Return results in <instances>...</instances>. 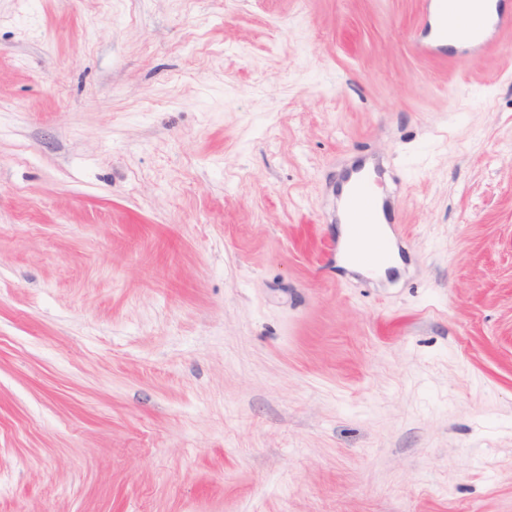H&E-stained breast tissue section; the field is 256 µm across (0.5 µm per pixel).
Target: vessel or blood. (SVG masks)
I'll return each instance as SVG.
<instances>
[{"label":"vessel or blood","instance_id":"1","mask_svg":"<svg viewBox=\"0 0 512 512\" xmlns=\"http://www.w3.org/2000/svg\"><path fill=\"white\" fill-rule=\"evenodd\" d=\"M492 0H429V18L422 35L412 40L413 50L421 56L448 52L449 44L460 46V56L481 49L490 32L512 26V14L492 10ZM390 164L375 155L363 157L344 172L336 206L340 224H362L371 233L352 241L351 257L369 269L386 261L393 241L400 235L392 214L396 202L386 189Z\"/></svg>","mask_w":512,"mask_h":512}]
</instances>
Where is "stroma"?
Returning <instances> with one entry per match:
<instances>
[{
	"instance_id": "35a3bbf8",
	"label": "stroma",
	"mask_w": 512,
	"mask_h": 512,
	"mask_svg": "<svg viewBox=\"0 0 512 512\" xmlns=\"http://www.w3.org/2000/svg\"><path fill=\"white\" fill-rule=\"evenodd\" d=\"M421 10L0 0V512H512V30ZM429 18L424 33L412 40L420 56L448 55V42L463 48L452 56L459 58L481 49L489 40L488 31L512 26L511 15L499 8L493 12V0H427ZM390 173L387 160L375 155L364 156L345 170L336 198V222L344 225L341 228L344 245L350 233L349 224H355L350 255L371 271L385 263L394 240L400 236L399 224H393L392 219L396 202L386 189ZM382 224H388V238L384 237ZM356 226L370 227L373 231L368 236L356 238Z\"/></svg>"
}]
</instances>
